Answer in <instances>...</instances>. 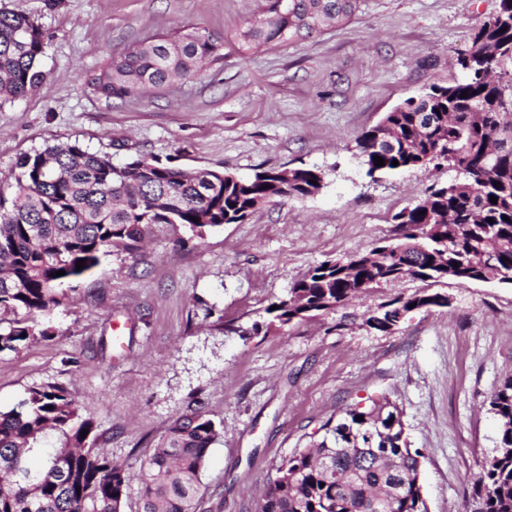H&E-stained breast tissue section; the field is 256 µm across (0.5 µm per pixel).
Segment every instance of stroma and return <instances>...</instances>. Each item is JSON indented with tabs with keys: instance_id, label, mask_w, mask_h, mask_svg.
I'll use <instances>...</instances> for the list:
<instances>
[{
	"instance_id": "obj_1",
	"label": "stroma",
	"mask_w": 512,
	"mask_h": 512,
	"mask_svg": "<svg viewBox=\"0 0 512 512\" xmlns=\"http://www.w3.org/2000/svg\"><path fill=\"white\" fill-rule=\"evenodd\" d=\"M499 0H359L350 21L246 51L238 32L265 0H0L44 36L42 81L0 105V194L16 162L76 143L121 164L173 158L239 177L315 167L321 191L264 203L204 238L153 225L142 252L110 250L51 320L54 336L0 354V410L29 388L67 390L96 445L138 473L169 423L202 408L220 428L198 512H257L277 468L347 408L387 396L421 449L429 512H472L470 479L497 445L488 398L512 376V285L405 278L334 311L269 326L266 312L327 260L399 234L395 213L452 169L368 175L357 138L430 85L461 78L457 59ZM224 44V67L152 94L107 99L89 74L133 43L187 28ZM451 303L382 333L366 318L399 295ZM124 339L116 348L113 337Z\"/></svg>"
}]
</instances>
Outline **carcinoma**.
<instances>
[{
    "label": "carcinoma",
    "instance_id": "obj_1",
    "mask_svg": "<svg viewBox=\"0 0 512 512\" xmlns=\"http://www.w3.org/2000/svg\"><path fill=\"white\" fill-rule=\"evenodd\" d=\"M267 2L265 16L238 34L241 46L318 32L331 20L351 17L358 0ZM471 41L469 56L484 67L458 60L463 78L405 99L357 141L369 174L445 165L466 173L396 213V241L327 260L294 282L277 309H266L270 324L282 328L333 311L403 269L437 281L439 265L456 264L459 284L512 276V0H499ZM222 47L195 29L142 41L111 57L87 84L107 99L162 90L223 64ZM43 52L34 19L0 8V102L26 95L41 80ZM376 156L384 165H375ZM16 167V192L0 196V353L52 338L42 319L69 301L108 249L135 254L152 225L182 224L201 238L210 228L244 222L260 202L312 196L323 182L319 170L307 167L292 169L289 177L262 170L241 182L209 169L187 173L155 156L117 167L110 155L76 143L27 153ZM60 270L65 274L54 276ZM440 297L398 296L366 325L395 324L411 304L429 309ZM488 405L501 424L499 441L472 479V497L479 512H512V377ZM396 413L383 395L325 424L321 439L278 467L260 512H427L419 484L422 453L401 430L370 435ZM94 430L55 385L33 387L16 407L0 412V512H122L134 481L139 512H197L201 470L220 436L204 411L173 419L136 476L93 448Z\"/></svg>",
    "mask_w": 512,
    "mask_h": 512
}]
</instances>
